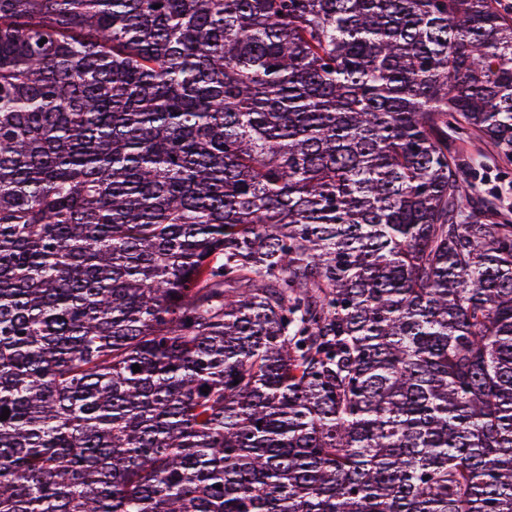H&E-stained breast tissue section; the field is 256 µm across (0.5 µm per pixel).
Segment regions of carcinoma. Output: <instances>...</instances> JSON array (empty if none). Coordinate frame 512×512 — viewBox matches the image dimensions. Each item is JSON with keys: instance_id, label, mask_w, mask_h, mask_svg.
I'll return each mask as SVG.
<instances>
[{"instance_id": "cac0c4a2", "label": "carcinoma", "mask_w": 512, "mask_h": 512, "mask_svg": "<svg viewBox=\"0 0 512 512\" xmlns=\"http://www.w3.org/2000/svg\"><path fill=\"white\" fill-rule=\"evenodd\" d=\"M472 137L500 0H0V512H512Z\"/></svg>"}]
</instances>
